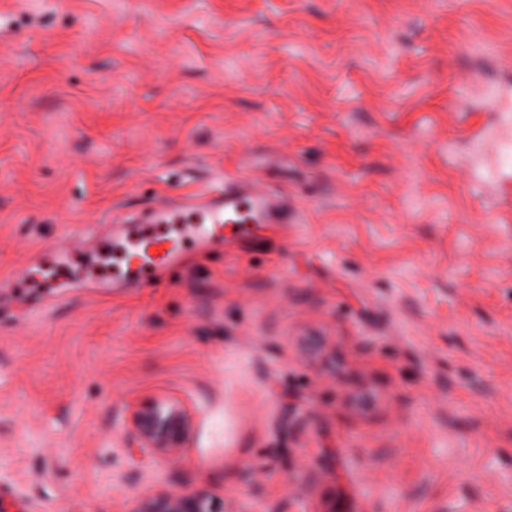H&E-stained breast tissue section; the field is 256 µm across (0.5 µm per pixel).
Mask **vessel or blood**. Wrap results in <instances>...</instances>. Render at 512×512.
<instances>
[{"mask_svg": "<svg viewBox=\"0 0 512 512\" xmlns=\"http://www.w3.org/2000/svg\"><path fill=\"white\" fill-rule=\"evenodd\" d=\"M190 208L198 218L187 223L169 205L150 211L147 231L136 235L137 247L125 260V286L169 275L179 267L186 245L217 247L229 239L248 237L255 224L288 217L281 203L254 191L243 176L225 177L194 194Z\"/></svg>", "mask_w": 512, "mask_h": 512, "instance_id": "vessel-or-blood-1", "label": "vessel or blood"}]
</instances>
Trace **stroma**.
<instances>
[{
  "label": "stroma",
  "instance_id": "35a3bbf8",
  "mask_svg": "<svg viewBox=\"0 0 512 512\" xmlns=\"http://www.w3.org/2000/svg\"><path fill=\"white\" fill-rule=\"evenodd\" d=\"M485 85L512 99V0H0V498L512 512ZM227 175L287 223L156 286L85 277L113 223ZM153 395L193 415L174 465L121 441ZM227 512L218 510L207 485L187 489L175 484L149 486L136 500L132 512Z\"/></svg>",
  "mask_w": 512,
  "mask_h": 512
}]
</instances>
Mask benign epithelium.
Segmentation results:
<instances>
[{
    "label": "benign epithelium",
    "instance_id": "obj_1",
    "mask_svg": "<svg viewBox=\"0 0 512 512\" xmlns=\"http://www.w3.org/2000/svg\"><path fill=\"white\" fill-rule=\"evenodd\" d=\"M193 430V415L178 399L149 397L130 411L126 440L138 451L172 462L186 447ZM132 512H220L207 485L187 489L175 484L148 487Z\"/></svg>",
    "mask_w": 512,
    "mask_h": 512
}]
</instances>
